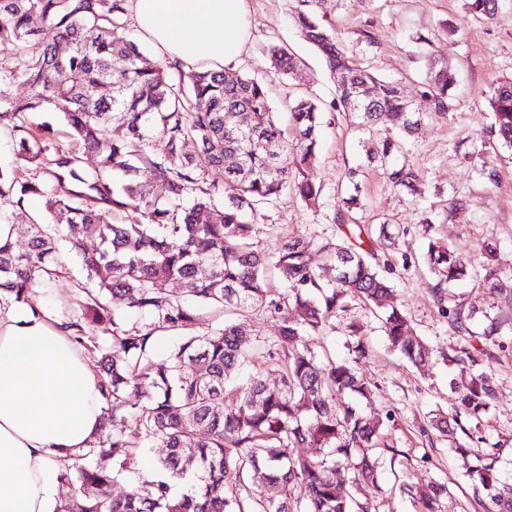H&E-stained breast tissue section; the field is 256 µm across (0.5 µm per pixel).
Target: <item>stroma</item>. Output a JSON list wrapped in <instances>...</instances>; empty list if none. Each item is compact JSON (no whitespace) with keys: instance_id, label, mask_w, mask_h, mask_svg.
<instances>
[{"instance_id":"obj_1","label":"stroma","mask_w":512,"mask_h":512,"mask_svg":"<svg viewBox=\"0 0 512 512\" xmlns=\"http://www.w3.org/2000/svg\"><path fill=\"white\" fill-rule=\"evenodd\" d=\"M294 6L295 0H251L252 39L236 64L237 70L268 88L281 113L301 95L312 96L325 107L336 98L323 57L293 25ZM325 23L354 62L398 81L413 103L421 101L427 57L448 64L456 77L449 91L452 107L447 113L426 116L417 133L403 143L405 155L421 176L413 194L395 189L382 169L368 162L360 146L366 134L351 116L333 112L330 123L320 129V153L308 173L322 187L318 203L309 205L288 194L259 208L253 218L257 241L272 253L288 235L318 246L341 238L344 227L337 224L336 212L352 194L345 172L361 168L353 216L365 228L391 225L394 241L375 240L374 251L413 335L430 348L446 351L450 360L425 371L415 368L388 349L376 314L360 304L337 319V332L310 336L307 343L318 353L328 349L341 354L346 342L341 326L356 321L366 327L371 353L360 370L371 382L373 396L361 402L360 410L374 420L392 413L387 441L403 452L395 464L384 465L379 489L370 492L375 512H416L414 491L431 481L448 483L452 490L442 502V512H463L472 494L463 461L447 442L429 440L426 431L433 411L454 410L450 388L458 372L454 356L490 350L486 365L494 375L497 399L480 419L466 417L462 423L478 427L482 447L497 450L500 487L512 489V297L491 300L480 285L483 270H475L451 288V302L467 311L493 309L502 331L496 341H486L478 318L470 332L453 329L434 301V280L423 261L421 219L431 213L434 236L447 241L464 259H473L484 242L492 241L499 245L503 260L512 261V151L490 147L488 135L491 92L496 83L512 79V0H499L491 21L469 12L467 0H349L346 7L327 13ZM422 34L430 36V43L419 42ZM275 45L294 54L298 61L294 73L284 75L264 64L266 51ZM484 157L496 169L495 181H488L480 171ZM456 198L465 201L458 211L450 208ZM62 260L65 274L41 288L40 295L46 309L74 319L82 312L75 285L85 275L72 255L63 254ZM403 482L411 485V492H400Z\"/></svg>"}]
</instances>
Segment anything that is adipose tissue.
Listing matches in <instances>:
<instances>
[{
	"label": "adipose tissue",
	"instance_id": "ef3b65f1",
	"mask_svg": "<svg viewBox=\"0 0 512 512\" xmlns=\"http://www.w3.org/2000/svg\"><path fill=\"white\" fill-rule=\"evenodd\" d=\"M159 56L224 68L251 39L249 0H128ZM98 379L66 322L37 296L0 303V512H52L57 464L101 424Z\"/></svg>",
	"mask_w": 512,
	"mask_h": 512
}]
</instances>
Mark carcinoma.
I'll return each instance as SVG.
<instances>
[{"instance_id": "carcinoma-1", "label": "carcinoma", "mask_w": 512, "mask_h": 512, "mask_svg": "<svg viewBox=\"0 0 512 512\" xmlns=\"http://www.w3.org/2000/svg\"><path fill=\"white\" fill-rule=\"evenodd\" d=\"M345 3L297 0L294 25L322 54L336 82L331 108L354 115L369 134L367 158L394 187L413 192L420 175L403 157L401 142L375 135L397 129L410 136L423 112L447 111L454 78L448 66L430 61L424 109H414L398 83L350 59L336 33L321 23L322 15ZM469 7L491 20L498 0H469ZM124 14V0H0V51L20 57L10 75L27 88L21 98L0 97V122L48 110L65 122L73 141L71 150L53 159L57 190L23 173L44 164L50 151L51 139L40 129L16 141L20 166L0 171V197L10 195L20 207L31 196L43 197L50 216L48 224L17 225L23 249L14 240L0 243V298L25 302L35 279L61 276L58 254L65 244L92 283L74 285L83 300L81 316L70 323L75 340L88 351L99 348L94 332L107 335L98 377L103 421L112 430L61 463L60 480L73 491L55 512H371L361 491L380 488L382 456L398 450L385 442L382 422L365 418L353 402L371 395L359 368L368 342L361 327L347 324L348 357L338 358L312 351L305 337L336 329V318L361 301L384 309L383 336L412 365L428 364L432 349L412 337L395 289L364 240L321 245L323 263L315 265L313 243L304 238L289 236L275 253L263 251L249 220L288 190L309 203L319 198L321 188L304 173L319 154L325 109L297 97L288 135L267 88L244 73L184 71L165 59L142 63ZM35 18L48 24L51 38L38 36ZM268 63L287 74L296 61L275 47ZM101 85L109 92L93 94ZM489 104L492 134L512 149V80L494 87ZM84 154L97 158L94 169L81 166ZM143 167L152 180H140ZM212 170L224 173L222 184L205 178ZM155 182L164 196L154 194ZM106 203L125 209L127 221L112 222ZM497 253L496 244L483 246L482 286L492 298L503 291ZM425 262L440 304L448 284L469 276L468 264L433 236ZM271 269L285 292L269 287ZM173 282L226 314L258 309L277 318L278 336L267 350L276 381L239 376L256 346L237 325L195 334L197 309L172 294ZM113 298L149 322L127 326L112 312ZM492 308L482 312L487 339L501 330ZM441 311L458 331L470 330L475 312ZM164 334L179 343L158 359L154 350ZM455 361L461 365L452 382L456 413L436 414L430 427L461 456H474L476 463L466 467L471 507L512 512V495L500 492L496 453L467 448L458 438L482 440L464 428L459 414L477 419L486 413L497 396L492 375L468 352ZM156 446L166 454L155 472L130 490H115L128 450ZM301 446L321 455L294 454ZM447 495L446 483H431L422 512H441Z\"/></svg>"}]
</instances>
